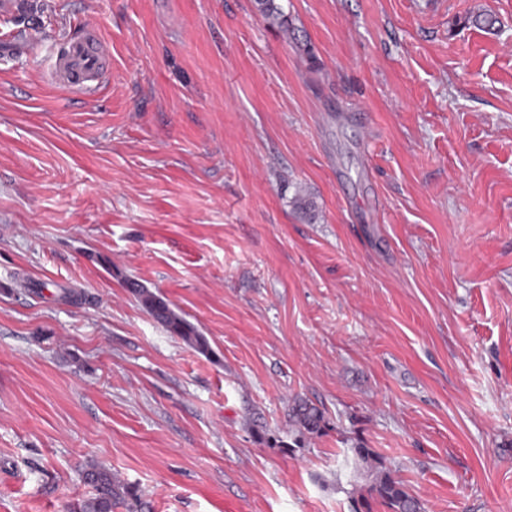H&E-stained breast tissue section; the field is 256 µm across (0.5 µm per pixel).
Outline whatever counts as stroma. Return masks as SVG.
<instances>
[{"label":"stroma","mask_w":512,"mask_h":512,"mask_svg":"<svg viewBox=\"0 0 512 512\" xmlns=\"http://www.w3.org/2000/svg\"><path fill=\"white\" fill-rule=\"evenodd\" d=\"M276 2L0 11V512L90 460L139 512H353L360 441L425 512H512V0ZM87 24L92 94L51 77ZM129 288L146 312L159 321L173 336L197 352L205 355L213 353L205 336L172 308L161 295L136 283H130ZM290 418L298 432V440L306 435H319L326 428L324 412L302 399H295L290 409Z\"/></svg>","instance_id":"35a3bbf8"}]
</instances>
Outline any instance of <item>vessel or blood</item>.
<instances>
[{
  "label": "vessel or blood",
  "instance_id": "obj_1",
  "mask_svg": "<svg viewBox=\"0 0 512 512\" xmlns=\"http://www.w3.org/2000/svg\"><path fill=\"white\" fill-rule=\"evenodd\" d=\"M60 43L53 66L55 81L66 88L95 91L107 73V59L91 27H84L76 35H66Z\"/></svg>",
  "mask_w": 512,
  "mask_h": 512
}]
</instances>
